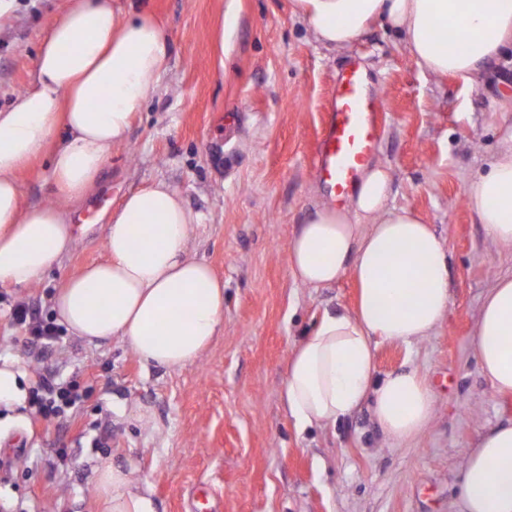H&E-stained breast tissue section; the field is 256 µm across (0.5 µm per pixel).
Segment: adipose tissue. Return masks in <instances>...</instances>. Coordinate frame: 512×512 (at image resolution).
Returning <instances> with one entry per match:
<instances>
[{
    "label": "adipose tissue",
    "mask_w": 512,
    "mask_h": 512,
    "mask_svg": "<svg viewBox=\"0 0 512 512\" xmlns=\"http://www.w3.org/2000/svg\"><path fill=\"white\" fill-rule=\"evenodd\" d=\"M314 40L354 42L372 23L400 35L430 74L480 84L512 48V0H293ZM170 43L150 12L119 0H70L42 39L33 87L0 109V283L38 284L75 244L74 210L96 189L113 148L159 91ZM50 158L57 198L25 205L20 175ZM487 237L512 248V126L485 173L463 188ZM200 218L164 181L132 192L105 230L108 259L69 277L54 309L88 342L120 338L145 363L195 364L224 318V284L187 254ZM293 276L323 288L351 276L353 312H327L291 352L282 400L299 429L326 427L371 400L390 440L415 439L435 397L414 369L377 376L376 339L409 343L430 335L450 305L449 259L416 212L390 202L388 169L367 162L344 207L317 206L289 244ZM480 369L495 391L512 393V276L494 280L474 331ZM26 375L0 361V408L23 407ZM108 512H155L131 469L104 459L93 476ZM458 512H512V420L489 426L469 456Z\"/></svg>",
    "instance_id": "obj_1"
}]
</instances>
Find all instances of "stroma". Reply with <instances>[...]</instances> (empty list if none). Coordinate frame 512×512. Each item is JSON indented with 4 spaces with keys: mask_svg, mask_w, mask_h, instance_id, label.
<instances>
[{
    "mask_svg": "<svg viewBox=\"0 0 512 512\" xmlns=\"http://www.w3.org/2000/svg\"><path fill=\"white\" fill-rule=\"evenodd\" d=\"M171 56L158 94L137 113L95 191L73 214L76 242L29 288L0 284V361L36 386L44 360L11 319L21 301L52 310L64 280L104 261L105 226L125 195L166 181L200 217L190 253L224 282V322L203 356L171 370L142 362L119 338L65 334L53 361L88 398L76 418L0 412V512H105L92 484L102 459L133 468L155 512H453L467 457L484 427L512 419V394L482 374L473 332L512 251L494 246L467 208V179L485 172L512 100V54L480 86L422 72L404 43L372 25L349 48L319 45L292 0H147ZM67 0H15L0 23V108L36 78L42 38ZM364 63L385 112L373 154L391 199L413 209L450 253V306L427 337L379 341V375L417 369L435 396L432 421L388 440L370 404L326 428L298 430L281 399L292 349L325 311H351L356 288L297 283L288 246L316 204L327 101L347 62ZM23 199L54 201L49 161L20 176ZM140 408L145 420L130 417ZM68 457L57 463L55 452Z\"/></svg>",
    "mask_w": 512,
    "mask_h": 512,
    "instance_id": "35a3bbf8",
    "label": "stroma"
}]
</instances>
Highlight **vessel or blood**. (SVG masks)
<instances>
[{"instance_id":"1","label":"vessel or blood","mask_w":512,"mask_h":512,"mask_svg":"<svg viewBox=\"0 0 512 512\" xmlns=\"http://www.w3.org/2000/svg\"><path fill=\"white\" fill-rule=\"evenodd\" d=\"M383 110L380 95L368 87L362 64L349 62L336 81L317 144L315 173L331 198L345 199L357 182L378 145L377 117Z\"/></svg>"}]
</instances>
